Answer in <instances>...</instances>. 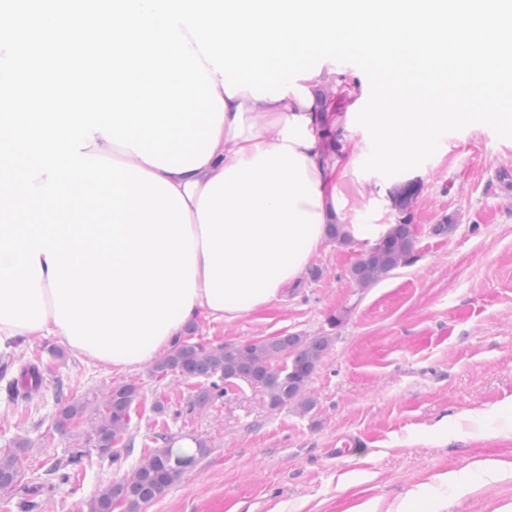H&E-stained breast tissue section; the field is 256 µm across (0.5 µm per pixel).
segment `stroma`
<instances>
[{
    "mask_svg": "<svg viewBox=\"0 0 512 512\" xmlns=\"http://www.w3.org/2000/svg\"><path fill=\"white\" fill-rule=\"evenodd\" d=\"M412 208L417 257L362 291L348 276L358 246L325 242L311 260L323 275L301 277L286 296L231 322L199 316L194 341L232 344L288 333H332L335 342L310 385V416L269 410L239 382L194 412L196 381L133 374L65 354L40 353L43 397L25 416L0 419V453L27 439L23 473L44 476L74 446L87 453L75 477L38 493L42 512H89L106 484L156 446L157 436L205 442L207 455L146 512H378L445 472L448 512H512V139L473 125L448 133L440 155L420 166ZM454 215L453 231L432 232ZM348 315L338 327L329 320ZM137 379L130 447L112 463L92 428L105 394ZM83 402L70 430L54 426L61 397ZM166 414L153 411L156 401ZM498 461L502 478L477 466Z\"/></svg>",
    "mask_w": 512,
    "mask_h": 512,
    "instance_id": "stroma-1",
    "label": "stroma"
}]
</instances>
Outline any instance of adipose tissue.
I'll return each instance as SVG.
<instances>
[{"instance_id": "ef3b65f1", "label": "adipose tissue", "mask_w": 512, "mask_h": 512, "mask_svg": "<svg viewBox=\"0 0 512 512\" xmlns=\"http://www.w3.org/2000/svg\"><path fill=\"white\" fill-rule=\"evenodd\" d=\"M303 85L311 103L292 92L279 100L256 99L246 90L225 98L211 158L184 172L152 168L135 151L101 136L88 143L89 153L155 172L184 198L196 254L190 318L232 321L278 301L326 241L328 225H343L363 251L388 230L347 218L349 191L382 198L388 192L378 180L354 178V162L367 146L347 135L335 70ZM40 286L45 324L31 329L0 323V352L47 336L67 342L55 321L49 278Z\"/></svg>"}]
</instances>
